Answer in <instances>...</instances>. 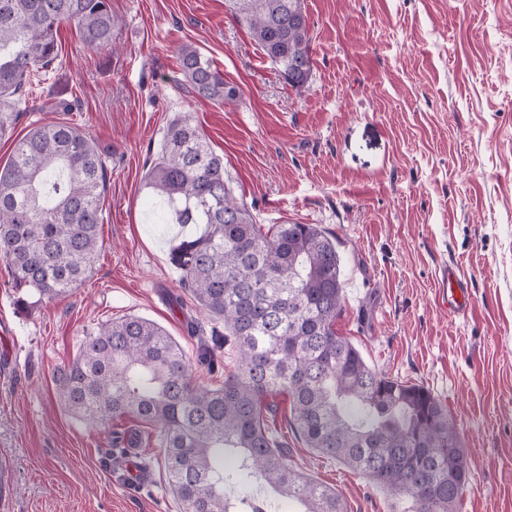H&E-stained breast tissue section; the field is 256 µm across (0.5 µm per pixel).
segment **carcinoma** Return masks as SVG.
Wrapping results in <instances>:
<instances>
[{"label": "carcinoma", "mask_w": 512, "mask_h": 512, "mask_svg": "<svg viewBox=\"0 0 512 512\" xmlns=\"http://www.w3.org/2000/svg\"><path fill=\"white\" fill-rule=\"evenodd\" d=\"M263 54L293 88L312 78L305 0H228ZM112 49L120 20L108 0H0V139L14 135L27 84L46 79L57 31ZM183 82L200 98L237 90L194 46L178 52ZM107 162L80 128L29 129L0 166V260L18 301L52 300L92 272L101 249ZM162 223L193 224L173 261L195 302L224 327L236 354L224 385L193 383L180 345L156 322L130 315L85 337L58 376L72 415L98 427L122 415L153 423L181 512H345L336 491L287 462L267 423L270 399H291L290 425L308 448L372 485L412 498L411 512H456L469 482L465 448L448 410L423 385L370 366L336 331L345 279L336 243L316 224L265 231L228 186L224 158L191 119L174 117L145 174Z\"/></svg>", "instance_id": "1"}]
</instances>
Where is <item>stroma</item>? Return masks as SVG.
Here are the masks:
<instances>
[{"instance_id":"obj_1","label":"stroma","mask_w":512,"mask_h":512,"mask_svg":"<svg viewBox=\"0 0 512 512\" xmlns=\"http://www.w3.org/2000/svg\"><path fill=\"white\" fill-rule=\"evenodd\" d=\"M113 50L62 25L51 80L34 85L16 134L80 127L108 156L102 249L69 295L20 306L0 261V512H180L156 428L132 416L91 428L60 402L57 378L101 324L139 315L183 348L213 388L234 364L216 354L207 314L172 260L188 234L157 223L144 176L166 127L190 115L224 158L234 195L265 226L316 224L345 271L336 330L368 364L426 386L454 418L470 481L459 512H512V0H305L313 76H279L227 0H110ZM190 44L239 90L191 94L178 65ZM71 109H52L55 99ZM468 283L449 314L444 266ZM296 468L340 495L345 512H406L386 492L296 436Z\"/></svg>"}]
</instances>
